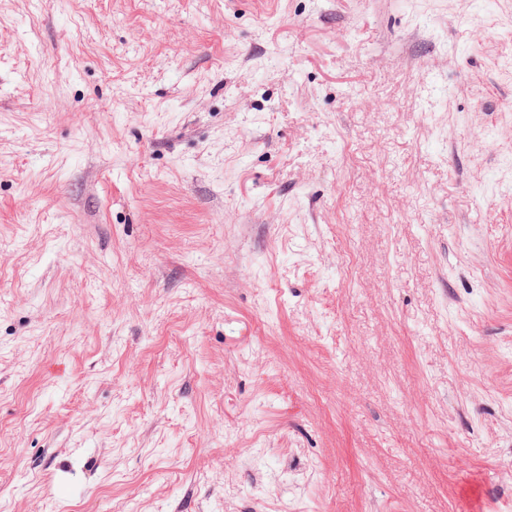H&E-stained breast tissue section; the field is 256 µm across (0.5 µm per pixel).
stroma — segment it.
Masks as SVG:
<instances>
[{
	"instance_id": "obj_1",
	"label": "stroma",
	"mask_w": 512,
	"mask_h": 512,
	"mask_svg": "<svg viewBox=\"0 0 512 512\" xmlns=\"http://www.w3.org/2000/svg\"><path fill=\"white\" fill-rule=\"evenodd\" d=\"M506 61L512 0H0V512H512Z\"/></svg>"
}]
</instances>
